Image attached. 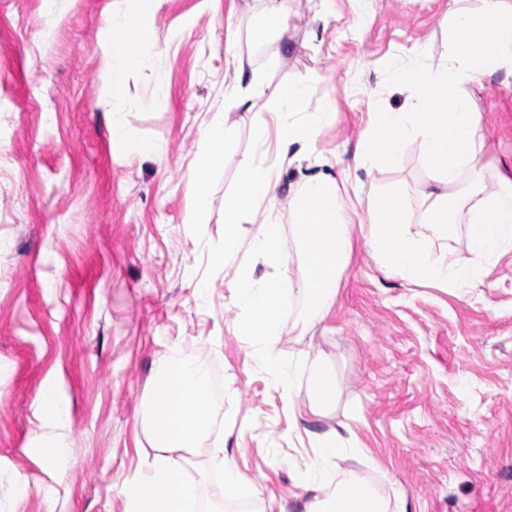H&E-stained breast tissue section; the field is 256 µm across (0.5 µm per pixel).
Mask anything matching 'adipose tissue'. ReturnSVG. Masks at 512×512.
I'll use <instances>...</instances> for the list:
<instances>
[{
	"mask_svg": "<svg viewBox=\"0 0 512 512\" xmlns=\"http://www.w3.org/2000/svg\"><path fill=\"white\" fill-rule=\"evenodd\" d=\"M450 49L447 61L434 70L407 69L404 87L414 94L410 112H382L375 133L356 149V166L374 162L394 167L408 138L419 139L425 165L433 176L422 192L426 209L421 220H406L408 198L395 190L368 201L371 220L365 238L376 262L388 273L437 288L454 285L466 276L477 280L482 264L512 250V180L503 179L498 193H486L481 157V116L462 84L481 82L493 72L512 71V0H481L476 10L449 7ZM150 34L141 16H121L112 25L110 71L112 88V137L122 140L125 127L119 117L120 91L128 69L136 61L135 46ZM309 88L284 87L270 106L282 117L276 163L264 155L245 157L236 187L224 208V246L212 254L217 265L227 264L241 241L266 266L255 278L247 266L238 267L235 301L244 312L240 333L251 353L285 387L295 385L292 372L280 360L278 338L282 318L303 307L302 320L313 326L334 305L340 277L352 249V226L340 207V189L330 171L321 169L302 177L289 209L298 228L300 252L291 257L279 245L280 227L262 212L275 202L283 163L304 160L316 152L314 133L331 123L328 101L307 111ZM243 114L236 123L213 120L204 132L206 149L192 174L199 194L197 207L207 208V184L212 168L233 145L242 125H249L256 145H263L267 124L252 109L250 97L238 100ZM468 172L466 191H458L461 172ZM467 221V253L446 265L432 258L431 248L451 249L455 225ZM254 225L251 236L241 227ZM157 397L149 412V427L156 453L140 470L126 491L127 512H199L198 487L184 476L179 452L197 447L210 429L213 403L205 373L196 359L183 358L161 372ZM307 410L315 417L329 415L336 405V379L327 356L314 358L306 376ZM313 455L300 477L302 490L312 489L326 468L344 456H366L358 442L338 432L309 433ZM389 502L363 482L352 481L345 498L328 494L305 505L306 512H388Z\"/></svg>",
	"mask_w": 512,
	"mask_h": 512,
	"instance_id": "ef3b65f1",
	"label": "adipose tissue"
}]
</instances>
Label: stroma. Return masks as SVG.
Segmentation results:
<instances>
[{"mask_svg": "<svg viewBox=\"0 0 512 512\" xmlns=\"http://www.w3.org/2000/svg\"><path fill=\"white\" fill-rule=\"evenodd\" d=\"M285 32L263 0H158L126 76L123 141L112 138L108 67L114 18L139 0H0V512H126L124 488L155 447L145 420L159 374L200 358L221 390L209 436L187 453L203 512H229L211 461L260 492L256 512H304L297 477L307 434L351 429L367 457L337 460L323 483L355 478L406 512H512V251L481 283L449 289L383 271L360 230L357 198L407 194L417 222L431 179L420 141L396 167H354L379 112H408L397 69L448 57V0H285ZM263 112L281 88L309 85L335 121L316 148L354 226L336 302L305 335L282 332L283 368L317 352L336 372L335 410L295 418L288 393L250 354L233 266L212 264L242 159V127L211 173L198 214L191 175L205 127L237 119L239 58ZM481 114L490 190L512 177V73L464 84ZM359 193H352L351 184ZM54 389L68 409L44 426ZM263 18L272 32L282 33L288 28V12L283 0H264ZM66 419L65 410L58 404L54 391L48 389L43 396V420L47 425H62Z\"/></svg>", "mask_w": 512, "mask_h": 512, "instance_id": "stroma-1", "label": "stroma"}]
</instances>
